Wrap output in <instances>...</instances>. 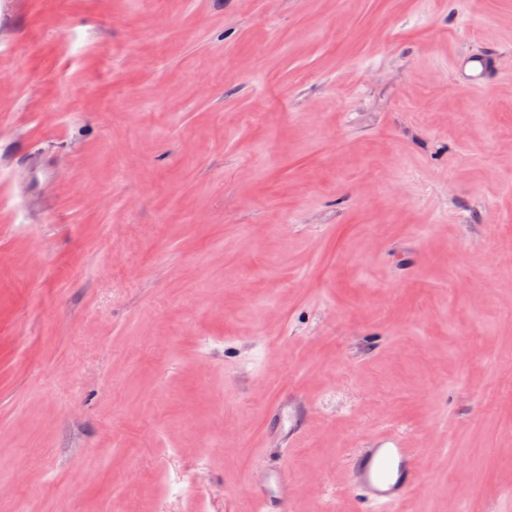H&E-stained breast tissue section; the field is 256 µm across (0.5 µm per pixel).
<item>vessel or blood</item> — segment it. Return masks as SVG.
<instances>
[{"instance_id":"b4317fda","label":"vessel or blood","mask_w":512,"mask_h":512,"mask_svg":"<svg viewBox=\"0 0 512 512\" xmlns=\"http://www.w3.org/2000/svg\"><path fill=\"white\" fill-rule=\"evenodd\" d=\"M455 66L472 87H483L487 71L483 58H463L457 60ZM414 455V449L400 439L383 438L379 444L361 449L350 458L348 468L352 483L368 503L399 504L420 478ZM271 480L270 488H256L251 492L258 512H287L291 496L287 468L273 470Z\"/></svg>"}]
</instances>
